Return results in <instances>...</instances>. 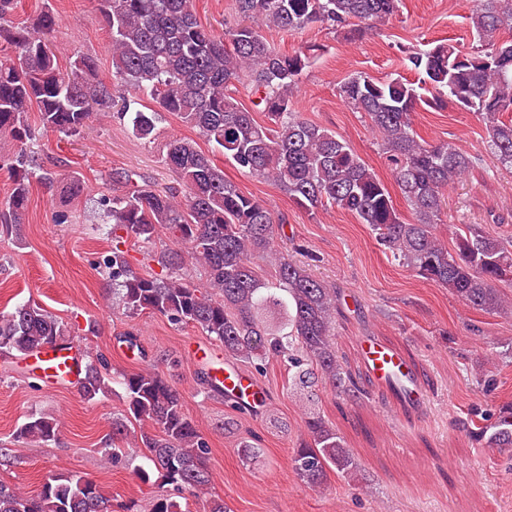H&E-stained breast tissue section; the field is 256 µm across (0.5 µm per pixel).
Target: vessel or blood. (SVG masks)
Segmentation results:
<instances>
[{
    "instance_id": "1",
    "label": "vessel or blood",
    "mask_w": 512,
    "mask_h": 512,
    "mask_svg": "<svg viewBox=\"0 0 512 512\" xmlns=\"http://www.w3.org/2000/svg\"><path fill=\"white\" fill-rule=\"evenodd\" d=\"M361 353L369 377L375 385L404 388L407 401L414 407L422 406L424 397L417 389L413 371L397 351L367 336L362 340ZM30 360L33 374L44 383L54 386L75 381L82 372L83 354L72 346L49 347L31 354ZM212 376L218 384L223 385L226 393L246 401L261 390L251 375L239 369H216ZM511 417L512 412L502 409L497 413L496 422L479 427L483 442L496 446L504 454L512 452V437L504 432V421Z\"/></svg>"
}]
</instances>
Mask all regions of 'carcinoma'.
<instances>
[{"label":"carcinoma","instance_id":"obj_1","mask_svg":"<svg viewBox=\"0 0 512 512\" xmlns=\"http://www.w3.org/2000/svg\"><path fill=\"white\" fill-rule=\"evenodd\" d=\"M108 27L112 70L103 78L97 59L71 57L62 70L47 40L57 24L44 10L29 25H17V0H0V40L9 52L0 56V140L16 146L0 153V168L10 170L13 186L0 205V235L20 225L36 172L63 194L77 197L84 182L72 172L42 169L30 150L33 133L27 112H39L42 127L67 137L80 135L97 107L121 100L117 112L132 135L153 139L162 114H177L236 168L286 192L308 212L337 207L369 226L376 240L400 263L448 289L464 304L488 313L512 308L504 288H512V240L484 232L476 224L456 227L453 247L436 235L447 208L448 190L479 158L454 144H430L414 129L421 105L455 102L481 119L489 149L504 168H512V42H494L512 30V0H478L470 21L482 50L464 53L440 42L411 51L404 61L418 75L377 79L355 74L345 79L343 100L365 113L380 139L394 184L412 219L394 205L387 186L335 133L301 118L294 87L317 57L301 49L282 52L254 26L298 31L320 23L348 40L366 28L390 21L400 0H237L241 22L216 33L202 26L195 0H96ZM242 85L270 124L258 122L237 99ZM146 96L154 106L140 104ZM164 165L179 188L158 190L125 174L129 189L99 204L112 225V294L130 315L160 314L191 324L224 348V355L262 370L263 362L288 363V380L296 390L322 382L344 400L361 399V389L344 370L334 343L336 317L342 315L338 291L327 287L278 250L284 220L263 202L245 195L227 179L213 156L189 138L167 145ZM152 242L167 232L174 247L160 255L165 270L155 276L137 272L120 248L122 236ZM273 268L267 274L257 266ZM193 267L197 281L183 277ZM66 327L36 303L0 312V351L27 355L65 340ZM86 400L111 390L103 358H91L78 379ZM126 414L112 422V448L128 440L130 424H139L135 445L163 482L178 490H202L210 484L209 446L183 409L179 392L153 368L122 376ZM305 437L294 450L297 476L319 487L328 471L349 475L358 464L341 436L324 417L309 413ZM59 422L31 414L15 432L24 444L57 439ZM0 512H116L112 499L95 482L77 475L47 479L35 495L0 481Z\"/></svg>","mask_w":512,"mask_h":512}]
</instances>
